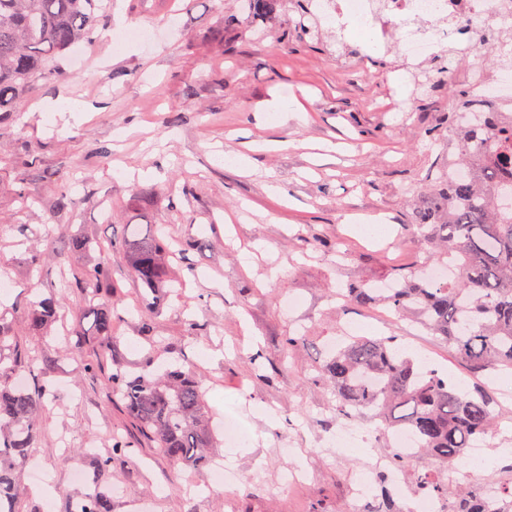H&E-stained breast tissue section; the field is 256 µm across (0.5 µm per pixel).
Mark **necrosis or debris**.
Masks as SVG:
<instances>
[{"label":"necrosis or debris","instance_id":"4bbe7bcc","mask_svg":"<svg viewBox=\"0 0 512 512\" xmlns=\"http://www.w3.org/2000/svg\"><path fill=\"white\" fill-rule=\"evenodd\" d=\"M320 8L341 28H368L379 41L396 39L409 58L434 55L446 39H483L492 31L512 28V0H319ZM470 86L480 112L500 110L512 102V68L473 69ZM393 457L348 474L349 502L345 512H365L379 478H386L407 512H448V503L431 494L411 473L418 459V441L395 429L389 435Z\"/></svg>","mask_w":512,"mask_h":512}]
</instances>
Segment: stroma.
I'll return each instance as SVG.
<instances>
[{
  "mask_svg": "<svg viewBox=\"0 0 512 512\" xmlns=\"http://www.w3.org/2000/svg\"><path fill=\"white\" fill-rule=\"evenodd\" d=\"M230 14L242 24L225 28ZM105 25L157 37L145 46L93 35L59 58L55 78L24 88L18 111L0 112V281L18 284L0 306L32 350L27 385L50 391L31 456L52 495L19 477V512H72L87 487L71 483V462L89 471L106 457L102 483L118 489L112 512H343L345 473L361 457L336 449V395L321 374L343 331L396 337L418 366L470 389L492 377L472 373L409 316L342 296L426 264L411 217L448 162L427 132L467 91L472 61L454 41L411 61L365 32L337 38L297 0L255 17L243 0H112ZM447 56V82H433ZM276 96L297 98L303 114L263 117L258 105ZM64 98L83 111H54ZM224 151L248 156L249 170L216 164ZM66 175L78 193L71 206L57 201ZM272 183L283 197L269 194ZM365 218L391 225L392 238L357 234ZM130 224H165L189 241L183 256L165 259L155 290L135 286L117 246ZM77 235L115 242L112 286L95 302L124 311L109 357L92 371L93 347L60 344L92 321L83 297L64 291L65 270L99 260L70 253ZM50 296L61 301L53 336L29 335L31 303ZM174 366L196 371L214 426L232 412L251 431L236 450H218L234 458L233 491L198 492L208 468L150 448L105 384L117 370ZM117 432L128 449L113 450ZM291 468L308 481L277 489Z\"/></svg>",
  "mask_w": 512,
  "mask_h": 512,
  "instance_id": "1",
  "label": "stroma"
}]
</instances>
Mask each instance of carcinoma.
<instances>
[{
    "label": "carcinoma",
    "instance_id": "1",
    "mask_svg": "<svg viewBox=\"0 0 512 512\" xmlns=\"http://www.w3.org/2000/svg\"><path fill=\"white\" fill-rule=\"evenodd\" d=\"M110 0H0V112H13L20 92L36 78L56 74V58L80 43L111 8ZM462 100L448 113V126L429 129L435 141L455 144L473 178L447 173L427 205L417 208L411 224L431 261L454 264L452 281L432 283L418 271L400 272L385 296L397 314L411 312L461 360L475 369H512V203H498L512 188V124L499 112H462ZM186 242L162 226L147 234L126 233L131 253L130 276L139 288H153L161 279L160 256L180 252ZM71 251L99 249L97 266L72 268L71 289L90 297L88 284L112 283L113 244L97 246L76 236ZM375 289L347 288L346 301L370 305ZM59 301L45 298L30 309L32 336H44L58 316ZM115 313L97 308L91 332L74 329L80 346L97 342L96 361L112 344ZM31 359L27 344L12 335L0 317V512H17L15 483L37 438V417L46 391L17 390L11 377ZM321 372L336 393V414H369L387 428L405 429L420 441V453L448 468L467 456L473 437L495 427V399L481 388L463 391L435 371L424 373L403 354L393 338H352L323 365ZM112 395L123 401L142 437L176 464L199 467L206 449L216 447L212 415L195 372L169 368L161 376L115 372L108 378ZM418 480L448 501L450 512H485L469 490L427 472ZM83 497L84 512H110V496L98 481Z\"/></svg>",
    "mask_w": 512,
    "mask_h": 512
}]
</instances>
